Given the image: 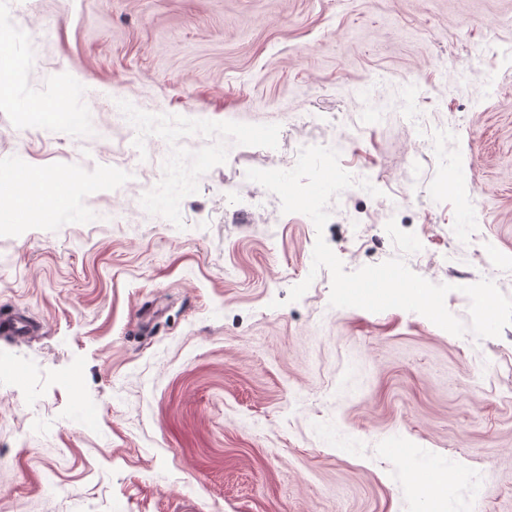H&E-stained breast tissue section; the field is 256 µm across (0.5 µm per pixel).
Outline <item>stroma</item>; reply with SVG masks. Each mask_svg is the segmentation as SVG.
I'll return each instance as SVG.
<instances>
[{"label": "stroma", "instance_id": "stroma-1", "mask_svg": "<svg viewBox=\"0 0 512 512\" xmlns=\"http://www.w3.org/2000/svg\"><path fill=\"white\" fill-rule=\"evenodd\" d=\"M0 42V168L72 188L0 217V318L42 328L0 335V512H512V325L311 270L512 297V0H0ZM311 145L356 180L320 232L246 178Z\"/></svg>", "mask_w": 512, "mask_h": 512}]
</instances>
